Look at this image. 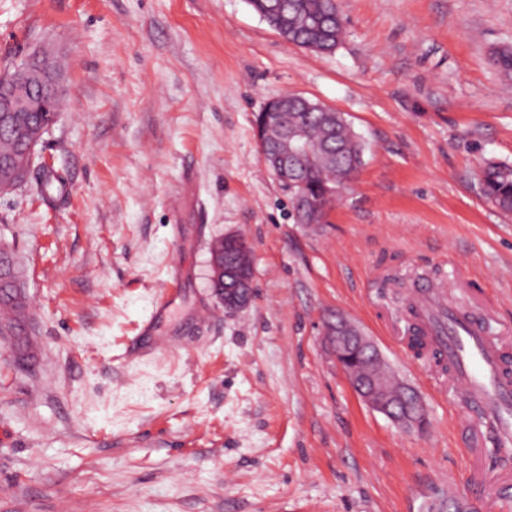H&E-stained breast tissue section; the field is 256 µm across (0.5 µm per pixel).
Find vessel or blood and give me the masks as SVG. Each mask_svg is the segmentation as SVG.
Wrapping results in <instances>:
<instances>
[{
  "label": "vessel or blood",
  "instance_id": "b4317fda",
  "mask_svg": "<svg viewBox=\"0 0 512 512\" xmlns=\"http://www.w3.org/2000/svg\"><path fill=\"white\" fill-rule=\"evenodd\" d=\"M412 302L448 359L449 382L464 387L467 401L493 445L511 449L512 377L504 373L500 349L467 310L448 302L442 283L421 282L412 293Z\"/></svg>",
  "mask_w": 512,
  "mask_h": 512
}]
</instances>
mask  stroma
<instances>
[{
  "label": "stroma",
  "mask_w": 512,
  "mask_h": 512,
  "mask_svg": "<svg viewBox=\"0 0 512 512\" xmlns=\"http://www.w3.org/2000/svg\"><path fill=\"white\" fill-rule=\"evenodd\" d=\"M342 43H285L247 0H0V72L65 64L56 121L0 197L33 335L0 339V512H512V455L408 336L442 279L512 354V0H336ZM296 93L343 112L365 164L324 224L296 223L254 123ZM55 176L46 193L44 169ZM255 249L231 314L210 247ZM467 270L458 281L454 266ZM376 343L423 429L366 406L322 341ZM484 197L503 213H512V166L490 164L482 175Z\"/></svg>",
  "instance_id": "1"
}]
</instances>
